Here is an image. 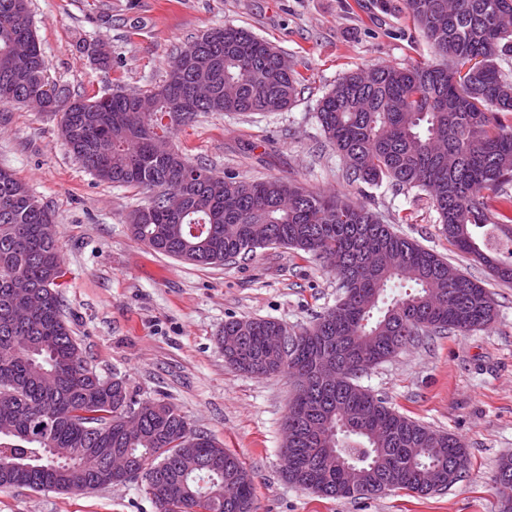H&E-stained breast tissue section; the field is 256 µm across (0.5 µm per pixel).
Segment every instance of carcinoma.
I'll use <instances>...</instances> for the list:
<instances>
[{"instance_id":"1","label":"carcinoma","mask_w":512,"mask_h":512,"mask_svg":"<svg viewBox=\"0 0 512 512\" xmlns=\"http://www.w3.org/2000/svg\"><path fill=\"white\" fill-rule=\"evenodd\" d=\"M430 45L431 64L371 68L341 75L321 98L317 118L342 157L352 182L387 180L397 191L430 197L448 241L462 254L512 283V216L485 200L484 191L512 182V74L500 66L512 53V0H403ZM25 39L29 54L16 60ZM476 67L465 77L460 68ZM180 73L142 93L85 97L58 88L48 74L30 20L29 0H0V106L42 98L60 113V135L92 175L114 186L148 192L150 215H126L131 234L156 253L194 265H225L258 248L310 254L336 271L343 296L299 332L287 350L267 337L278 321L239 318L224 334L242 342L227 362L257 377L264 371L308 380L284 420L283 476L307 489L316 471L302 467L301 448L342 449L343 466L323 472L316 494L375 495L389 473L398 490L426 495L421 474L431 467L465 471L468 454L453 434L406 416L355 383L423 334L472 332L494 322L486 288L465 275L448 284V262L394 232L363 206L311 191L282 178L239 180L165 157L155 141L208 112H279L301 94L297 72L278 63L277 50L250 31L213 28L172 57ZM478 101L483 110L473 109ZM54 223L11 170L0 168V487L69 492L94 479L59 456L95 448L105 459L122 451L133 460L130 479L155 478L156 512H256L251 471L235 454L192 428L181 411L135 414L126 383L87 372L80 346L64 319L62 259ZM25 275L45 297L26 322L13 318V275ZM404 293L393 296L388 289ZM50 406L41 439L33 416ZM195 449L210 466L182 471Z\"/></svg>"}]
</instances>
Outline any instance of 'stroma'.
Returning a JSON list of instances; mask_svg holds the SVG:
<instances>
[{
    "instance_id": "stroma-1",
    "label": "stroma",
    "mask_w": 512,
    "mask_h": 512,
    "mask_svg": "<svg viewBox=\"0 0 512 512\" xmlns=\"http://www.w3.org/2000/svg\"><path fill=\"white\" fill-rule=\"evenodd\" d=\"M31 21L52 81L74 94L139 92L163 83L176 47L227 24L249 29L301 75L297 101L279 112H210L180 129L187 160L240 179L282 177L365 206L398 233L446 258L491 292L498 316L474 332L417 337L359 383L389 406L467 446L465 473L447 490L323 498L282 475L288 375L235 370L217 343L229 318L309 327L336 302L339 280L315 257L259 248L224 266H195L135 239L126 214L144 191L98 181L68 153L58 114L0 107V166L52 212L65 271L66 320L84 360L126 381L140 402L177 406L193 428L224 444L254 475L257 512H499L494 475L512 455V283L461 254L429 197L347 179L316 117L347 70L432 62L402 0H32ZM100 42L112 67L94 66L81 42ZM0 512H156L140 482L86 494L0 488Z\"/></svg>"
}]
</instances>
